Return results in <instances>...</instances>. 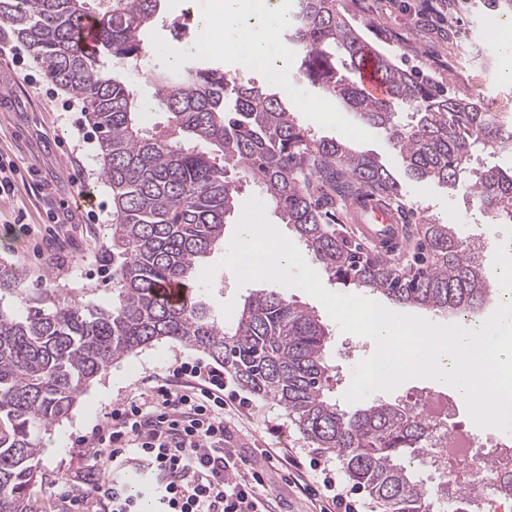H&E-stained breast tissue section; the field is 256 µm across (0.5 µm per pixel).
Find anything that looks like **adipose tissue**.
Returning <instances> with one entry per match:
<instances>
[{
    "label": "adipose tissue",
    "mask_w": 512,
    "mask_h": 512,
    "mask_svg": "<svg viewBox=\"0 0 512 512\" xmlns=\"http://www.w3.org/2000/svg\"><path fill=\"white\" fill-rule=\"evenodd\" d=\"M215 8L224 26L234 31L232 41L210 36V18H202L200 28L205 33V44L214 53L236 54L246 67L274 69L285 73L287 56L272 58L269 53L267 34L282 28L286 18L270 5L269 0H216Z\"/></svg>",
    "instance_id": "obj_1"
}]
</instances>
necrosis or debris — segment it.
I'll return each mask as SVG.
<instances>
[{
    "label": "necrosis or debris",
    "mask_w": 512,
    "mask_h": 512,
    "mask_svg": "<svg viewBox=\"0 0 512 512\" xmlns=\"http://www.w3.org/2000/svg\"><path fill=\"white\" fill-rule=\"evenodd\" d=\"M417 409L431 426L433 445L416 462L437 502L447 503L449 494L461 492L471 501L470 512H512V438L479 437L451 425V409L441 393L418 401Z\"/></svg>",
    "instance_id": "obj_1"
}]
</instances>
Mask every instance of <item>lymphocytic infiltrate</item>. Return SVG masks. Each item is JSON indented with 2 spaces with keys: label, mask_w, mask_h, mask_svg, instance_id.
Returning a JSON list of instances; mask_svg holds the SVG:
<instances>
[{
  "label": "lymphocytic infiltrate",
  "mask_w": 512,
  "mask_h": 512,
  "mask_svg": "<svg viewBox=\"0 0 512 512\" xmlns=\"http://www.w3.org/2000/svg\"><path fill=\"white\" fill-rule=\"evenodd\" d=\"M175 372L185 384L157 381L79 438L89 463L71 477L62 498L73 512H140L144 496L156 503V512H265V473L237 454L224 418L223 372L200 361L182 362ZM134 461L148 475L137 495L116 475H105ZM288 480L309 499H327L337 512H359V502L337 492L335 473L314 483L294 459Z\"/></svg>",
  "instance_id": "f902f5d3"
}]
</instances>
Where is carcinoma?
I'll return each mask as SVG.
<instances>
[{
    "label": "carcinoma",
    "mask_w": 512,
    "mask_h": 512,
    "mask_svg": "<svg viewBox=\"0 0 512 512\" xmlns=\"http://www.w3.org/2000/svg\"><path fill=\"white\" fill-rule=\"evenodd\" d=\"M165 0H0L8 30L50 79L80 99L99 132V155L112 193V304L87 307L57 291L20 287L23 271L0 264V512H32L29 492L42 452L38 433L58 424L92 381L118 360L170 340L222 365L246 392L274 402L304 438L336 457L348 478L383 512H437V502L403 459L426 447L424 420L404 405L372 403L353 413L325 394L329 331L316 314L274 290L249 295L230 321L217 319L203 294L180 305L155 296L159 284H191L224 241L241 180L257 183L282 223L331 280L369 288L400 304L463 312L491 294L479 247L447 224H426L416 271L366 252L336 228V211L367 195L401 198L373 155L318 138L297 122L282 96L188 58L178 72L153 75V106L166 125L147 127L127 71L144 58L145 37ZM96 23L99 54L78 46ZM288 41L302 53L311 82L349 107L355 122L381 130L407 170L454 189L512 223V174L469 172L474 153L512 145V126L478 103L449 96L395 64L369 43L336 0H293ZM376 54L388 86L364 97L336 67L356 70ZM112 60V74L100 59Z\"/></svg>",
    "instance_id": "cac0c4a2"
}]
</instances>
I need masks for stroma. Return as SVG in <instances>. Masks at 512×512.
<instances>
[{
	"instance_id": "35a3bbf8",
	"label": "stroma",
	"mask_w": 512,
	"mask_h": 512,
	"mask_svg": "<svg viewBox=\"0 0 512 512\" xmlns=\"http://www.w3.org/2000/svg\"><path fill=\"white\" fill-rule=\"evenodd\" d=\"M498 2L494 8L489 0H338L340 10L366 40L396 64L420 70L449 95L478 102L512 123V79L503 75L508 61L498 44L486 37L493 19H512V0ZM212 4L213 0H166L163 20L147 35L149 60L145 75L137 80L143 100H151L153 95L150 70L167 67L165 52L190 54L189 46L173 42L166 19L184 10L194 27L210 14ZM0 42L12 47L11 53L0 56V163L17 167L14 195L0 203V263L24 272V288H56L75 295L83 304L108 306L112 302V263L104 244L113 218L112 194L98 156V133L86 112L62 111L59 101L46 96L52 82L45 69L37 68L31 74L18 61L28 53L25 46L17 45L15 37L7 33L0 34ZM214 61L240 81L269 86L290 102L324 98L322 90L306 78L299 60H292L280 80L267 71L244 68L230 53L215 56ZM326 100L341 123L356 128L349 146L377 155L398 181L401 206L412 224L427 218L451 224L461 240L483 243L489 266L500 248L512 245V223L500 222L483 211L463 191L451 192L437 183L413 178L379 129L355 124L338 99ZM82 192L105 205L98 219H88L84 208L77 205ZM236 223V218H229L224 226L225 243L205 260L215 269L207 297L216 313L227 319L251 292L264 287L260 281L238 285L233 272L221 264ZM281 294L314 310L329 329L328 396L343 410L355 411V404L346 402L344 394L354 366L371 354L369 339L341 331L323 304L303 290L286 287ZM199 357L195 350L164 341L114 363L105 378L90 384L69 418L40 434L44 450L38 463L39 477L31 490L34 512H65L60 494L70 474L85 463L76 445L79 436L100 424L115 403L139 395L145 377H171L177 362ZM226 393L232 401H248V412L235 421V446L253 467H264L262 449L278 448L284 456L298 457L302 463L315 457L339 469L333 456L301 437L282 407L247 397L232 380ZM265 495L277 501L280 512H319V503L289 485L282 467L268 472Z\"/></svg>"
}]
</instances>
